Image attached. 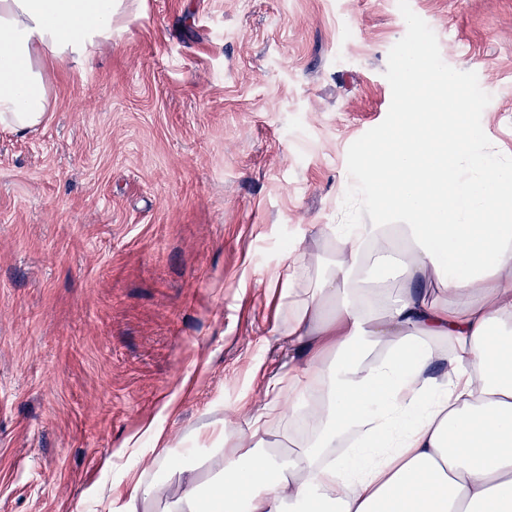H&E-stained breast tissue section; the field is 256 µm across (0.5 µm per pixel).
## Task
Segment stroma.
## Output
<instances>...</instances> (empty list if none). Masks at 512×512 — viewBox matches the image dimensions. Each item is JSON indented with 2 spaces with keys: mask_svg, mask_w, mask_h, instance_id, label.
Listing matches in <instances>:
<instances>
[{
  "mask_svg": "<svg viewBox=\"0 0 512 512\" xmlns=\"http://www.w3.org/2000/svg\"><path fill=\"white\" fill-rule=\"evenodd\" d=\"M413 47L512 164V0H125L49 68L47 121L0 128V512H91L150 428L179 464L216 420L291 434L269 280L377 221L361 152L417 118Z\"/></svg>",
  "mask_w": 512,
  "mask_h": 512,
  "instance_id": "35a3bbf8",
  "label": "stroma"
}]
</instances>
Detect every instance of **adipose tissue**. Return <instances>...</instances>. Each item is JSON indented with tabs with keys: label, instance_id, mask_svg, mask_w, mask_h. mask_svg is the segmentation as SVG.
I'll return each instance as SVG.
<instances>
[{
	"label": "adipose tissue",
	"instance_id": "adipose-tissue-1",
	"mask_svg": "<svg viewBox=\"0 0 512 512\" xmlns=\"http://www.w3.org/2000/svg\"><path fill=\"white\" fill-rule=\"evenodd\" d=\"M120 5L0 0V126L43 123L47 61L111 40ZM418 59L403 80L447 122L366 145L381 223L330 225L326 264L294 256L279 283L296 400L321 391L312 435L274 449L264 411L175 468L153 432L152 469L95 489L100 512H512V168L475 150L456 77Z\"/></svg>",
	"mask_w": 512,
	"mask_h": 512
}]
</instances>
